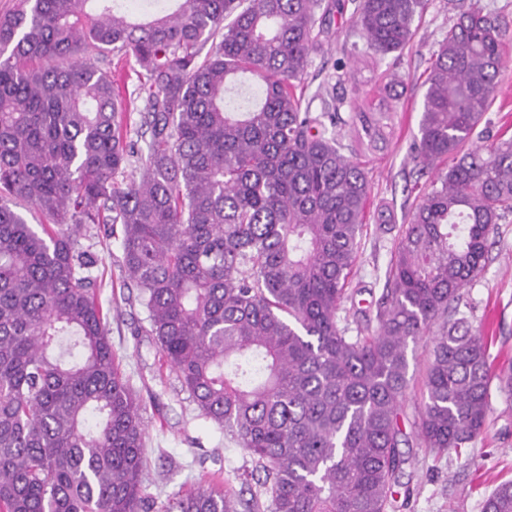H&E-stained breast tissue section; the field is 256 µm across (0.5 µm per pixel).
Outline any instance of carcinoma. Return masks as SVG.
Wrapping results in <instances>:
<instances>
[{
    "label": "carcinoma",
    "instance_id": "cac0c4a2",
    "mask_svg": "<svg viewBox=\"0 0 512 512\" xmlns=\"http://www.w3.org/2000/svg\"><path fill=\"white\" fill-rule=\"evenodd\" d=\"M20 0L0 16V512H149L141 404L119 367L80 245L119 227L149 334L201 414L256 460L272 512H387L408 459L409 347L429 338L412 434L460 452L483 432L487 340L454 303L512 214V137L472 145L504 65L506 30L462 12L433 52L410 152L427 190L401 226L375 313L354 336L341 305L369 184L360 157L392 116H350L358 147L302 107L331 12L322 0ZM424 0H359L350 17L380 57L403 52ZM146 71L139 180L112 72ZM448 162L444 169L440 162ZM47 224H30L21 209ZM200 488L164 512H239ZM482 512H512V481Z\"/></svg>",
    "mask_w": 512,
    "mask_h": 512
}]
</instances>
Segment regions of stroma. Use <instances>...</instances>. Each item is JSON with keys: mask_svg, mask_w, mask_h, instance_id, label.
Listing matches in <instances>:
<instances>
[{"mask_svg": "<svg viewBox=\"0 0 512 512\" xmlns=\"http://www.w3.org/2000/svg\"><path fill=\"white\" fill-rule=\"evenodd\" d=\"M472 6L497 15L507 29V61L498 82L492 108L486 114L490 134L512 131V0H426L416 21V34L402 54L378 59L370 53L356 54L352 45L358 35L349 26L352 0L344 11L335 13L327 38L311 56L307 75L301 83L312 96V111H322L316 91L328 97L345 98L341 120L332 126L343 143H350L353 131L347 122L350 100L378 101L382 75L392 73L390 89L394 98V132L387 145L367 152L362 162L370 187L359 259L351 286L358 289L361 310H368L382 295L386 270L394 247L395 232L380 230L381 209H390L396 224H403L414 196L411 189L418 178L410 146L421 116L422 83L430 56L445 37L457 14ZM344 62L350 81L337 84L335 62ZM102 68L111 70L121 90L132 103L127 112V140L142 146L139 67L132 55L109 53L100 58ZM96 259L92 270L100 282L98 290L109 308L108 325L112 345L122 368L141 397V420L147 437L146 463L142 475L143 493L155 508H162L179 494L218 484L242 500L258 494L251 479L252 457L206 419L185 392L176 372L162 363L152 336L148 314L137 300V290L121 272L120 241L106 224L88 225L80 238ZM488 260L481 275L462 292L460 309L474 327L488 334V360L493 372L512 370V215L498 224L489 239ZM492 412L483 433L462 456L441 457L417 446L407 448L411 458L405 478L411 496L395 494L391 512H482L486 495L500 482L512 480V397L493 392Z\"/></svg>", "mask_w": 512, "mask_h": 512, "instance_id": "35a3bbf8", "label": "stroma"}]
</instances>
